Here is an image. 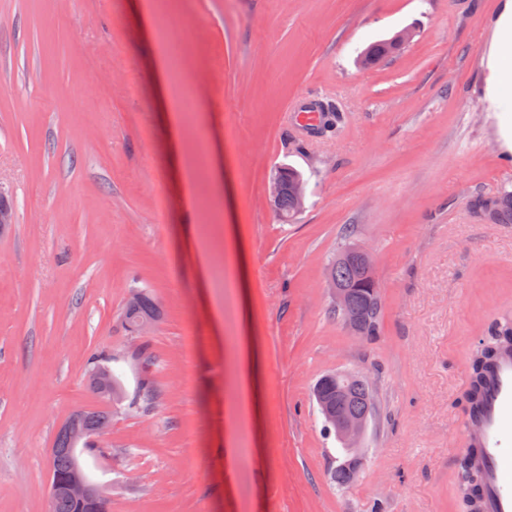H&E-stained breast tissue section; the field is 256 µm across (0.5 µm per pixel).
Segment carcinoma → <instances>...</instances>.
<instances>
[{
    "label": "carcinoma",
    "instance_id": "cac0c4a2",
    "mask_svg": "<svg viewBox=\"0 0 512 512\" xmlns=\"http://www.w3.org/2000/svg\"><path fill=\"white\" fill-rule=\"evenodd\" d=\"M391 48L385 41H379L370 45L361 56V63L365 67L375 65L380 59L387 56ZM490 211L498 220L512 222V194L503 195L498 201L490 205ZM357 243L354 240V230L348 226L344 228L343 241L336 250V257L328 267V283L339 284L352 289L348 298V310L343 311L331 306L330 314L338 321L356 314L360 318L362 331L361 340L369 342L377 338L381 333L383 320L384 303L379 294V283L368 282L365 270L345 258L346 253L355 248ZM136 298L134 302L126 305L122 318L125 326L133 332L143 320L155 318L157 313L156 302L153 296L146 290L135 289ZM503 342L512 343V321L504 319L492 323L487 328L485 341L477 347L469 358V387L465 395L466 415L471 417L478 406L482 386L490 369L492 360L498 346ZM108 362L106 358L98 357L93 353L87 359L88 383L92 392L99 396L100 405L81 411L79 426L85 432H93L99 428L110 427L112 423V408L102 393L112 389V395L122 393L120 380L112 376V382L97 379L93 371L99 364ZM325 393L331 412H336V403L343 404L344 409L349 412L361 413L369 411L370 419L377 415V396L372 381L367 377H361L352 373V380L346 387V395L336 399V382H329L325 386ZM155 393L152 381L148 376H143L140 381L138 394L131 400L130 406L134 409H147ZM71 442L66 437L57 436L51 449L53 455L54 469L64 472L68 469L71 461ZM460 479L459 488L468 492L466 500L469 512H480L479 508V484L480 472L476 464V455L472 452L466 454L459 464ZM359 472L336 466L330 474V480L340 489L352 486L358 479Z\"/></svg>",
    "mask_w": 512,
    "mask_h": 512
}]
</instances>
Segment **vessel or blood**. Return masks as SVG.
Instances as JSON below:
<instances>
[{"mask_svg": "<svg viewBox=\"0 0 512 512\" xmlns=\"http://www.w3.org/2000/svg\"><path fill=\"white\" fill-rule=\"evenodd\" d=\"M463 431L481 463V512H512V346L497 353L480 409Z\"/></svg>", "mask_w": 512, "mask_h": 512, "instance_id": "obj_1", "label": "vessel or blood"}]
</instances>
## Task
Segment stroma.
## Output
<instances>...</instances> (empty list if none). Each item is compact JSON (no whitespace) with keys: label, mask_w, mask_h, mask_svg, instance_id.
<instances>
[{"label":"stroma","mask_w":512,"mask_h":512,"mask_svg":"<svg viewBox=\"0 0 512 512\" xmlns=\"http://www.w3.org/2000/svg\"><path fill=\"white\" fill-rule=\"evenodd\" d=\"M504 0H0V512H47L53 440L98 406L93 351L145 412L112 407L111 450L82 454L112 512H468L457 490L467 355L512 319V223L473 207L512 192L484 59ZM408 29L374 67L359 56ZM178 34L159 111L155 70ZM318 109L314 126L305 108ZM306 181L295 223L265 205L271 173ZM372 252L382 333L328 314L344 225ZM249 288L214 280L237 242ZM159 315L133 359L131 287ZM263 361L261 418L238 410L237 358ZM377 385L358 482L330 481L322 375ZM247 456L227 458L225 435Z\"/></svg>","instance_id":"stroma-1"}]
</instances>
